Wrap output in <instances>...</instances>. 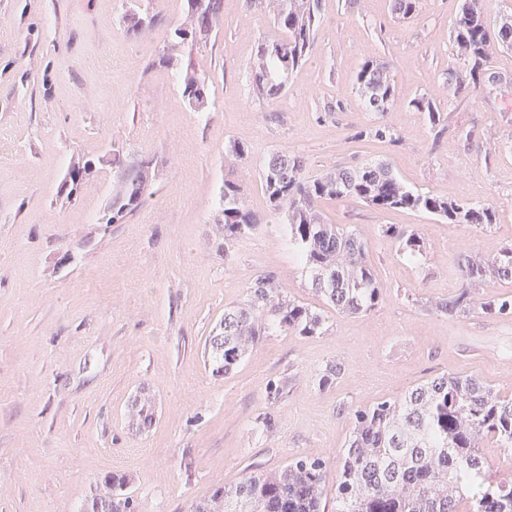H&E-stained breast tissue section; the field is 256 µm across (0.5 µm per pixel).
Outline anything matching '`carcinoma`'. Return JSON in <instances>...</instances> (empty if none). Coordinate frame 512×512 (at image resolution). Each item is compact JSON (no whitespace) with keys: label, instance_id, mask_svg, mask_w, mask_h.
I'll return each instance as SVG.
<instances>
[{"label":"carcinoma","instance_id":"carcinoma-1","mask_svg":"<svg viewBox=\"0 0 512 512\" xmlns=\"http://www.w3.org/2000/svg\"><path fill=\"white\" fill-rule=\"evenodd\" d=\"M268 2L278 36L260 44L251 77L258 97L273 101L288 91L291 74L313 46L319 21L318 0H260ZM189 22L177 24L167 35V49L158 66L174 73L181 95L194 112L207 111L209 78L186 64L180 49L193 47L223 23L224 0H186ZM127 30L142 33L152 23L148 11L131 6L124 17ZM453 39L467 62V76L478 87L489 78L487 56L493 46L512 50V14H500L489 25L483 0H464L454 24ZM361 100L370 112H385L393 104L395 88L389 72L374 59L362 63L355 79ZM152 162L142 160L124 169L101 224H120L149 195ZM93 162L74 165L62 190L76 193ZM302 156L283 150L269 153L260 165L261 188L270 209L284 216L288 238L311 274L312 289L323 302L341 313L361 314L377 306L381 285L365 257L366 243L356 233L328 224L318 210L324 198L354 199L379 210L424 212L446 224H492V204H470L439 194L414 192L386 162L340 167L317 177L305 174ZM216 223L224 237V252L257 230V217L244 204V187L224 178ZM383 233L397 243L400 255L416 263L423 242L414 231L395 224ZM466 285L493 275L512 279V247L488 262L461 266ZM489 316L512 313V297L487 295L470 301L468 290L438 305L454 317L468 305ZM325 316L279 293L275 276L258 274L246 298L224 309L215 334L206 341L216 372L232 373L250 349L265 336L289 332L316 336L324 332ZM354 428L339 452L336 512H512V466L503 478L482 449L492 441L512 454V399H504L474 376L443 375L420 384L402 397L353 412ZM131 422L142 431L152 426L154 410L147 400L131 408ZM326 463L296 456L277 471L246 476L232 488H219L207 499L213 512H325L323 496ZM108 492L88 502L86 512H136L124 493L126 479L110 476Z\"/></svg>","mask_w":512,"mask_h":512}]
</instances>
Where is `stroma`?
I'll return each instance as SVG.
<instances>
[{"mask_svg": "<svg viewBox=\"0 0 512 512\" xmlns=\"http://www.w3.org/2000/svg\"><path fill=\"white\" fill-rule=\"evenodd\" d=\"M462 0H320L314 48L286 95L259 100L250 69L272 34L267 9L224 0L219 30L190 64L211 80L208 111H191L175 76L156 68L184 0H150L154 24L132 34L126 0H0V512H81L109 475L127 478L138 512H191L195 502L296 456L324 459L326 512H336V455L355 409L444 374L475 376L512 398V314L451 317L439 301L462 290L460 261L512 246V51L487 64L501 85L458 88L453 40ZM396 86L388 111H366L354 85L365 56ZM433 101L431 125L414 102ZM394 130L398 141L377 138ZM237 140L249 150L227 154ZM123 163L152 161L155 181L124 223L98 217ZM301 155L308 175L386 162L411 189L489 203L492 224H444L409 210L324 200V219L357 233L383 287L376 308L348 315L311 287L260 185L267 154ZM95 159L73 199L71 163ZM245 187L259 229L232 250L214 222L225 176ZM417 232L423 257H400L381 232ZM322 312L318 336L264 337L228 376L204 357L226 307L259 273ZM340 374L319 379L327 366ZM283 384L270 399L268 383ZM151 400L144 432L129 414ZM272 415L276 425L263 429Z\"/></svg>", "mask_w": 512, "mask_h": 512, "instance_id": "35a3bbf8", "label": "stroma"}]
</instances>
